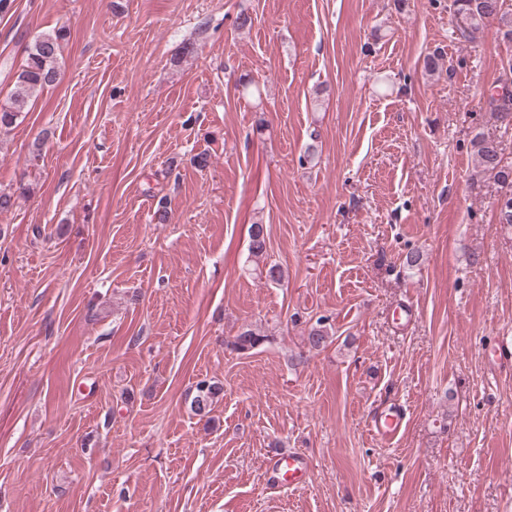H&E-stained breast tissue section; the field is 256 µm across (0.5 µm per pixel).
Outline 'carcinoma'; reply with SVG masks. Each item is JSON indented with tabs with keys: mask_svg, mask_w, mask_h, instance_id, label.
<instances>
[{
	"mask_svg": "<svg viewBox=\"0 0 512 512\" xmlns=\"http://www.w3.org/2000/svg\"><path fill=\"white\" fill-rule=\"evenodd\" d=\"M456 31L462 36H470L482 26L495 22L504 35L512 39V13L503 11L502 0H456ZM63 35L59 32L37 37L27 50V57L17 75V89L8 105L0 106V128L8 127L24 111L28 98L59 79L58 55ZM489 108L502 120L512 119V90H504L499 97H491ZM479 165L493 175L499 188L497 210L499 223L512 226V166L502 164L499 145L482 135L473 140ZM267 252V241L263 227L255 225L251 229L250 253L256 258ZM329 333L323 327L309 330L306 340L309 349L318 350L325 346ZM267 337L250 329L234 337L231 345L239 351H248L263 343ZM221 387L201 380L195 387L191 408L198 416L205 417L213 410L215 399Z\"/></svg>",
	"mask_w": 512,
	"mask_h": 512,
	"instance_id": "obj_1",
	"label": "carcinoma"
}]
</instances>
